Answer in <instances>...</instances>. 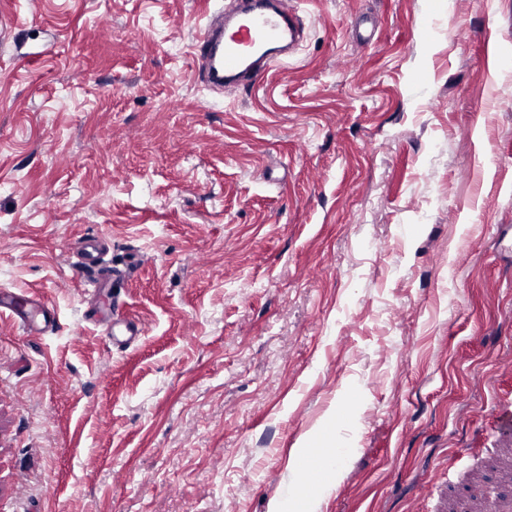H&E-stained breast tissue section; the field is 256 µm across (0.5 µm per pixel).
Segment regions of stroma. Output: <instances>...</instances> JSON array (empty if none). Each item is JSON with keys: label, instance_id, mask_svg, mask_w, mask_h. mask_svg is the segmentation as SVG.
I'll list each match as a JSON object with an SVG mask.
<instances>
[{"label": "stroma", "instance_id": "1", "mask_svg": "<svg viewBox=\"0 0 512 512\" xmlns=\"http://www.w3.org/2000/svg\"><path fill=\"white\" fill-rule=\"evenodd\" d=\"M205 2L0 0V289L59 317L0 314V512H269L331 421L321 512H414L512 402V0H300L233 95L196 80ZM68 249L78 257V261L72 265L76 278L93 288L94 293H99L106 285L101 273L104 270L101 241L95 236L82 237L71 242ZM0 312H8L12 321L33 336L53 330L57 321L54 307L40 297L0 290ZM99 322L104 328V335L112 341L113 345L118 347L130 344L142 334L139 324L124 319H112L111 316L99 320Z\"/></svg>", "mask_w": 512, "mask_h": 512}]
</instances>
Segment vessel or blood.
<instances>
[{"instance_id":"1","label":"vessel or blood","mask_w":512,"mask_h":512,"mask_svg":"<svg viewBox=\"0 0 512 512\" xmlns=\"http://www.w3.org/2000/svg\"><path fill=\"white\" fill-rule=\"evenodd\" d=\"M198 36L192 45L200 80L216 91L250 87L268 71L272 60L286 57L284 43L296 42L303 29L287 0H235L231 10H204L196 21ZM69 249L78 257L72 266L77 279L94 291L106 284L102 274L103 247L97 237H82L71 242ZM0 312L33 336L51 332L57 321L54 307L40 297L0 290ZM103 333L116 346H125L141 336L139 324L124 319H102ZM498 433V449L464 448L458 450L459 461L512 455V407L504 406L493 414ZM449 475L447 485L433 487L428 497L433 512H471L476 503L490 499L494 512H512V493L495 494L483 474L474 472L462 480L468 494L451 498L453 485L460 482Z\"/></svg>"}]
</instances>
